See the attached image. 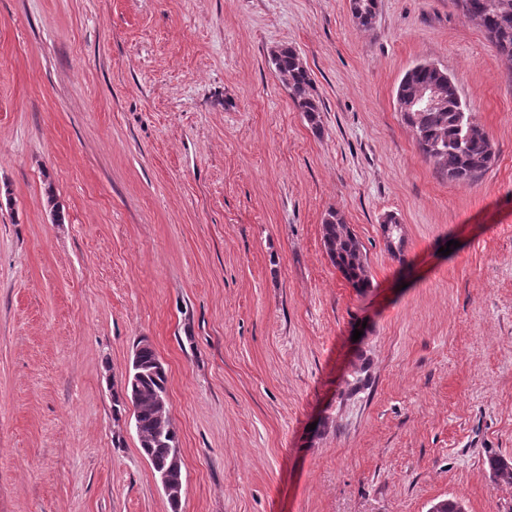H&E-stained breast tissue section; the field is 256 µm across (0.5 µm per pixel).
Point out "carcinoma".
Listing matches in <instances>:
<instances>
[{
	"instance_id": "1",
	"label": "carcinoma",
	"mask_w": 512,
	"mask_h": 512,
	"mask_svg": "<svg viewBox=\"0 0 512 512\" xmlns=\"http://www.w3.org/2000/svg\"><path fill=\"white\" fill-rule=\"evenodd\" d=\"M466 16L483 28L498 55L512 65V0H455ZM378 0H362L355 22L364 28L374 25ZM275 70L285 81L296 109L304 113L314 131L320 130V101L310 92L311 77L295 49L283 46L271 53ZM427 85L437 88L442 102L432 109L418 112L409 109ZM401 117L413 133L423 158L433 163L450 183L466 184L483 174L495 159L493 144L484 128L475 121L469 106L460 99L448 73L438 69H409L396 91ZM322 239L332 264L359 292L373 287L364 247L352 233L344 216L329 211L322 224ZM138 390L123 384L113 394L115 413L130 403L134 408L135 428L140 448L150 465L171 464V481L180 486L182 479L181 449L166 415L167 404L160 398L168 394L167 373L151 344L138 342ZM496 483L512 484V463L497 456L487 458Z\"/></svg>"
}]
</instances>
